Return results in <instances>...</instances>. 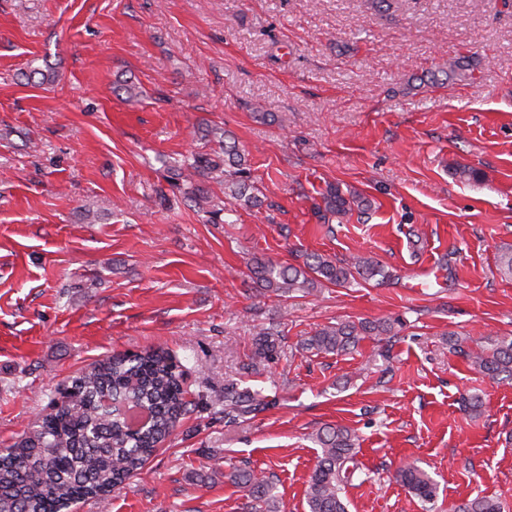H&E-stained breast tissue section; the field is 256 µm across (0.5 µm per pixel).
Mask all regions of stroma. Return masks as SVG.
<instances>
[{
  "mask_svg": "<svg viewBox=\"0 0 512 512\" xmlns=\"http://www.w3.org/2000/svg\"><path fill=\"white\" fill-rule=\"evenodd\" d=\"M461 57L473 79L411 87ZM216 127L260 206L227 203L219 170L203 204L169 186L183 155H221ZM331 185L370 208L323 221ZM508 245L512 0H0V448L115 353L171 352L188 402L108 505L68 512H244L224 477L244 461L274 478L280 512H308L327 424L359 437L348 512H423L404 463L436 481V512L478 495L512 512V384L448 351L452 332L512 334ZM310 252L397 279L255 297L252 258ZM397 317L399 336L347 354L296 350L336 321ZM273 324L280 353L255 359ZM230 381L271 407L225 423Z\"/></svg>",
  "mask_w": 512,
  "mask_h": 512,
  "instance_id": "1",
  "label": "stroma"
}]
</instances>
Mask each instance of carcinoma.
I'll return each mask as SVG.
<instances>
[{
    "label": "carcinoma",
    "instance_id": "1",
    "mask_svg": "<svg viewBox=\"0 0 512 512\" xmlns=\"http://www.w3.org/2000/svg\"><path fill=\"white\" fill-rule=\"evenodd\" d=\"M224 167V195L249 206L258 205L251 170L236 148L224 145V161L208 154H193L172 169L171 186L193 183ZM325 212L347 214L368 202L356 194L346 196L329 186L323 195ZM251 275L257 288L291 293L327 284L347 287L371 281L380 285L395 275L374 259L352 256L335 260L311 253L299 267L256 258ZM402 326L394 320L345 321L325 325L299 343L315 355L343 354L367 336H388ZM283 334L273 328L257 333L255 355L266 360L277 356ZM468 339L448 334L449 350L465 354L470 365L493 382H512V336L489 339L477 350ZM66 395L28 435L0 450V512H64L77 500L105 503L112 492L140 470L156 451L159 441L173 430L186 410L182 370L164 349L117 353L78 372L65 386ZM267 397L258 391L224 385V420L231 424L265 411ZM318 461L307 487L309 512H347L342 493L355 473L357 436L350 428L327 426L314 435ZM245 492L250 512H278L275 485L261 471L233 466L224 474ZM396 478L419 499L428 512L438 486L423 469L407 464ZM502 504L489 496H475L455 505L453 512H502Z\"/></svg>",
    "mask_w": 512,
    "mask_h": 512
}]
</instances>
